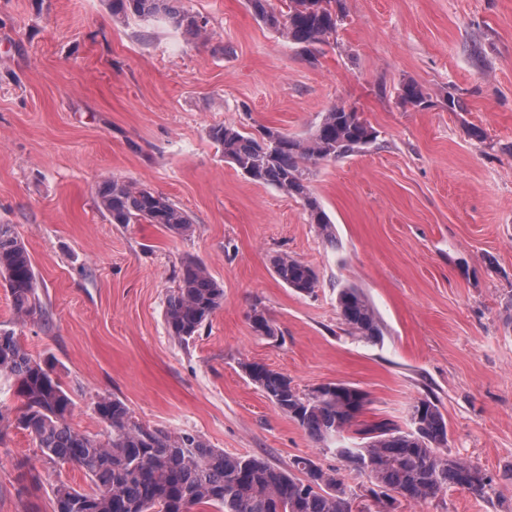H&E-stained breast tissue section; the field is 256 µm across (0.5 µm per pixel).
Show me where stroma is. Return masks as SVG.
<instances>
[{"mask_svg":"<svg viewBox=\"0 0 512 512\" xmlns=\"http://www.w3.org/2000/svg\"><path fill=\"white\" fill-rule=\"evenodd\" d=\"M208 39L112 13V0H0V224L28 248L43 316L16 322L0 287V327L53 359L71 425L104 424L98 396L135 419L195 431L229 455L281 468L336 464L253 385L257 362L302 391L326 382L368 393L361 422L404 427L421 398L448 422V453L477 464L484 497L449 489L400 512H512V0H345L316 62L266 28L247 0H182ZM420 85L424 108L399 99ZM461 96L466 111L448 109ZM377 138L313 166L309 186L334 225L326 241L299 198L225 161L211 127L267 126L305 137L333 106ZM140 182L189 214L194 232L110 223L103 178ZM311 266L300 295L279 253ZM224 287L199 336L166 331L165 299L185 257ZM360 289L383 334L351 336L339 288ZM276 334L257 335L253 307ZM41 476L39 487L23 469ZM89 489L46 464L31 437L0 440V512H54L51 485ZM272 264L278 278L293 291L310 295L318 287L316 272L303 262L287 254H280L273 258Z\"/></svg>","mask_w":512,"mask_h":512,"instance_id":"35a3bbf8","label":"stroma"}]
</instances>
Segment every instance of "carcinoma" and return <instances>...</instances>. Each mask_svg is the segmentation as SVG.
Instances as JSON below:
<instances>
[{"label":"carcinoma","mask_w":512,"mask_h":512,"mask_svg":"<svg viewBox=\"0 0 512 512\" xmlns=\"http://www.w3.org/2000/svg\"><path fill=\"white\" fill-rule=\"evenodd\" d=\"M179 2L112 0V10L207 38V21L177 6ZM247 2L256 18L313 60L345 17L343 0H283L284 10L271 0ZM400 98L416 108L428 104L414 83L402 86ZM209 137L243 175L298 197L309 223L330 241L332 222L309 189L310 165L345 157L374 141L376 134L358 112L334 106L306 138L267 129L261 141L258 134L234 125L213 127ZM97 207L113 224H159L178 237L193 230L191 217L169 197L114 176L99 184ZM273 269L299 294L310 295L318 287L316 272L291 256H275ZM0 276L17 321L42 313L31 256L8 224H0ZM176 279L167 293L164 321L172 339L187 343L223 306L224 288L195 258L181 261ZM336 303L350 334L369 341L381 336L374 307L359 289L340 288ZM249 320L259 335L276 334L264 310L253 308ZM242 369L313 442L332 450L363 478V492L344 481L339 467H325L309 457L294 459L285 470L260 457L227 455L194 432L144 426L121 400L108 395L94 402L107 434L80 432L69 424L74 402L54 363L35 358L14 330L2 328L0 382L15 387L21 405L12 419L0 412V441L11 427L23 430L46 462L70 465L89 478V491L57 481L52 486L54 512H146L149 506L156 512H193L196 507L215 512H353L358 500L363 506L359 512H395L403 501L425 503L452 487L482 496L490 485L476 464L448 455L447 422L429 399L412 406L405 429L389 422L360 428L358 417L367 405L358 401L363 390L328 383L302 392L287 375L263 364L244 362ZM351 430L361 442L345 437Z\"/></svg>","instance_id":"1"}]
</instances>
